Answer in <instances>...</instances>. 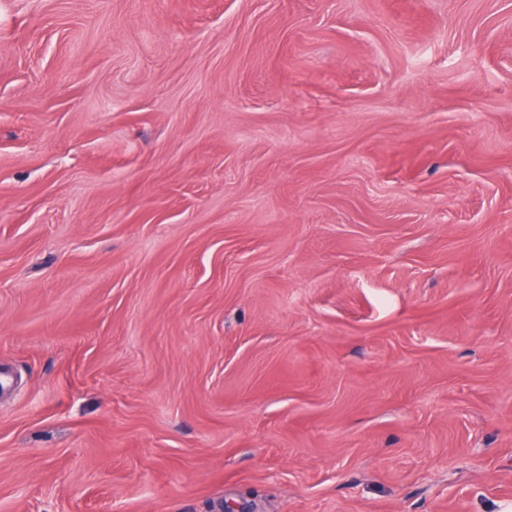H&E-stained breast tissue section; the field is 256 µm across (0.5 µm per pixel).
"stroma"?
<instances>
[{
    "mask_svg": "<svg viewBox=\"0 0 512 512\" xmlns=\"http://www.w3.org/2000/svg\"><path fill=\"white\" fill-rule=\"evenodd\" d=\"M0 512H512V0H0Z\"/></svg>",
    "mask_w": 512,
    "mask_h": 512,
    "instance_id": "stroma-1",
    "label": "stroma"
}]
</instances>
